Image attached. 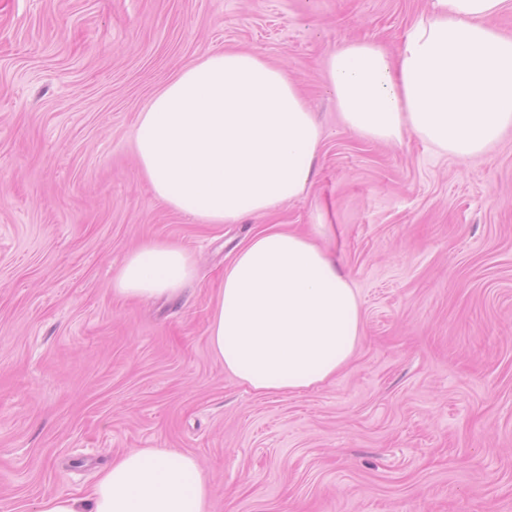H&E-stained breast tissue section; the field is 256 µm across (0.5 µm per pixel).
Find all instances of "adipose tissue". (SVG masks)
<instances>
[{
    "instance_id": "adipose-tissue-1",
    "label": "adipose tissue",
    "mask_w": 512,
    "mask_h": 512,
    "mask_svg": "<svg viewBox=\"0 0 512 512\" xmlns=\"http://www.w3.org/2000/svg\"><path fill=\"white\" fill-rule=\"evenodd\" d=\"M512 0H431L389 56L342 43L324 69L343 125L358 137L411 134L467 160L512 129V38L487 25ZM321 131L287 72L227 50L182 69L140 112L135 154L153 195L198 224H236L300 198L317 170ZM273 224L235 254L216 292L208 345L226 372L260 396L302 394L333 379L362 341L360 299L324 241ZM196 277L194 255L147 241L127 255L113 293L176 299ZM36 512H210L207 479L177 448H131L86 497L43 495Z\"/></svg>"
}]
</instances>
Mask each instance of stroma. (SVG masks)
Listing matches in <instances>:
<instances>
[{"instance_id": "stroma-1", "label": "stroma", "mask_w": 512, "mask_h": 512, "mask_svg": "<svg viewBox=\"0 0 512 512\" xmlns=\"http://www.w3.org/2000/svg\"><path fill=\"white\" fill-rule=\"evenodd\" d=\"M429 0H0V512L85 496L130 448L197 458L213 512H512V134L461 161L341 124L330 52L395 51ZM285 67L322 131L307 193L197 224L152 194L136 117L224 49ZM336 227L363 339L315 390L258 397L207 340L237 249ZM194 251L184 295L123 300L142 242Z\"/></svg>"}]
</instances>
